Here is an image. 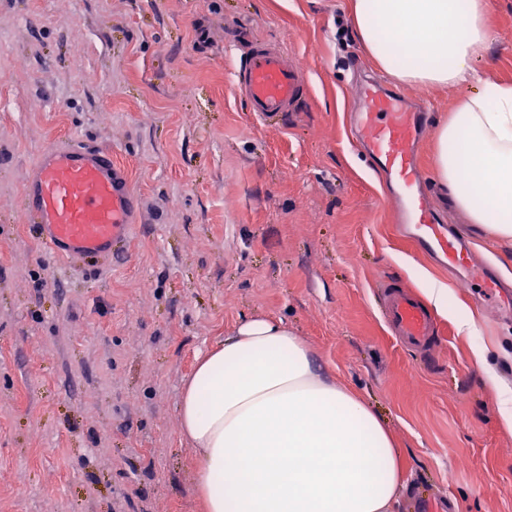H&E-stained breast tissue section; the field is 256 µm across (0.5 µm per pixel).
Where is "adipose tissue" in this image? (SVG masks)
I'll use <instances>...</instances> for the list:
<instances>
[{"label": "adipose tissue", "mask_w": 512, "mask_h": 512, "mask_svg": "<svg viewBox=\"0 0 512 512\" xmlns=\"http://www.w3.org/2000/svg\"><path fill=\"white\" fill-rule=\"evenodd\" d=\"M349 13L379 70L456 92L436 127L435 183L512 240V82L476 66L497 39L488 0H349ZM178 422L205 512H399L409 485L390 427L281 318L243 319L199 355Z\"/></svg>", "instance_id": "ef3b65f1"}]
</instances>
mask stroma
Listing matches in <instances>:
<instances>
[{"label":"stroma","mask_w":512,"mask_h":512,"mask_svg":"<svg viewBox=\"0 0 512 512\" xmlns=\"http://www.w3.org/2000/svg\"><path fill=\"white\" fill-rule=\"evenodd\" d=\"M347 2L0 0V512H202L180 391L249 316L287 320L393 430L401 512H512V431L484 376L512 385V311L397 235L348 117L364 76L394 82L338 35ZM488 2L481 65L512 81V0ZM256 44L307 78L271 121L233 84ZM73 140L111 148L141 199L121 260L56 257L24 220L29 167ZM433 199L512 278V243ZM426 276L476 332L437 315L423 354L391 336L380 286Z\"/></svg>","instance_id":"stroma-1"}]
</instances>
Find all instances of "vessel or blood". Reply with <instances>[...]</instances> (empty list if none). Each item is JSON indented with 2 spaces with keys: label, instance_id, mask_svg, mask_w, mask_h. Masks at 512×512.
<instances>
[{
  "label": "vessel or blood",
  "instance_id": "obj_1",
  "mask_svg": "<svg viewBox=\"0 0 512 512\" xmlns=\"http://www.w3.org/2000/svg\"><path fill=\"white\" fill-rule=\"evenodd\" d=\"M304 87L300 68L266 46L253 47L235 74L236 92L265 118L291 111ZM359 95V143L382 169L401 236L454 272L470 273L484 287L500 291L502 283L491 268L477 262L465 242L450 233L422 190L417 153L425 113L415 110L400 90L370 79L363 81ZM22 207L38 239L63 258L123 253L141 217L140 199L111 149L84 142L55 144L41 153L29 171ZM382 296L393 335L427 350L437 334L433 312L417 294L399 287L384 285Z\"/></svg>",
  "mask_w": 512,
  "mask_h": 512
}]
</instances>
